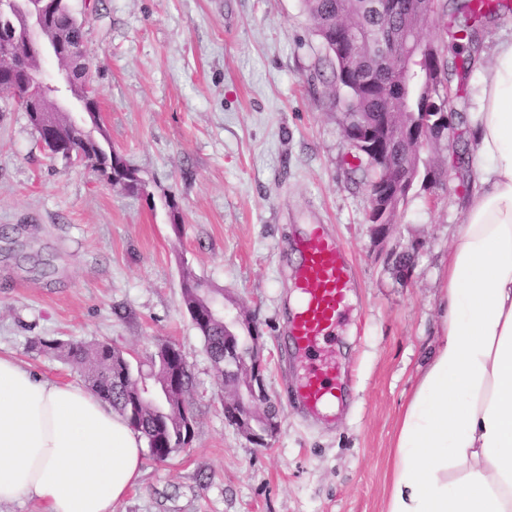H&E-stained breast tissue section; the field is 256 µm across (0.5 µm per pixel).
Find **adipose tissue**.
<instances>
[{
    "mask_svg": "<svg viewBox=\"0 0 512 512\" xmlns=\"http://www.w3.org/2000/svg\"><path fill=\"white\" fill-rule=\"evenodd\" d=\"M478 167L438 286L439 332L395 440L383 512H512V39L467 115ZM144 440L77 382L0 356V505L113 512Z\"/></svg>",
    "mask_w": 512,
    "mask_h": 512,
    "instance_id": "1",
    "label": "adipose tissue"
}]
</instances>
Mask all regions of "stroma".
<instances>
[{
	"instance_id": "1",
	"label": "stroma",
	"mask_w": 512,
	"mask_h": 512,
	"mask_svg": "<svg viewBox=\"0 0 512 512\" xmlns=\"http://www.w3.org/2000/svg\"><path fill=\"white\" fill-rule=\"evenodd\" d=\"M71 5L85 20L102 124L145 190L51 156L26 112L0 95V352L68 382L77 373L34 339L142 354L179 345L193 377V440L166 461L145 458L113 512H382L398 421L436 340L435 278L474 174L465 118L494 43L512 36V11L478 29L475 65L452 79L455 134L422 155L443 178L415 182L380 245L367 161L345 138L302 0ZM457 24L453 0H439L421 37L452 56ZM302 224L327 226L355 270L354 297L321 350L347 396L328 418L305 417L290 399L305 369L283 344ZM411 247L399 275L396 258ZM186 267L261 332L280 421L268 446L224 418V385L181 307Z\"/></svg>"
}]
</instances>
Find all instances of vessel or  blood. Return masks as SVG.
Instances as JSON below:
<instances>
[{
	"label": "vessel or blood",
	"mask_w": 512,
	"mask_h": 512,
	"mask_svg": "<svg viewBox=\"0 0 512 512\" xmlns=\"http://www.w3.org/2000/svg\"><path fill=\"white\" fill-rule=\"evenodd\" d=\"M299 261L293 272L299 307L286 319V332L298 354H314L336 331L353 286L354 270L345 249L324 225H309L296 240ZM336 366L312 365L299 384V405L319 413L338 396Z\"/></svg>",
	"instance_id": "b4317fda"
}]
</instances>
